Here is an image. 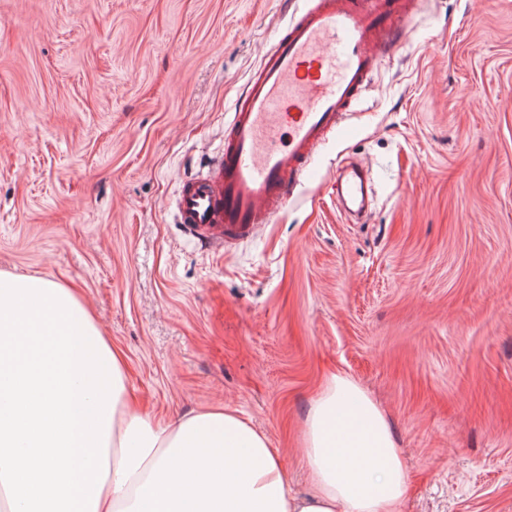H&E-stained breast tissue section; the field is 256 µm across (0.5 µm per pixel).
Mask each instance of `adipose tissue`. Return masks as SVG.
Returning <instances> with one entry per match:
<instances>
[{
  "instance_id": "adipose-tissue-1",
  "label": "adipose tissue",
  "mask_w": 512,
  "mask_h": 512,
  "mask_svg": "<svg viewBox=\"0 0 512 512\" xmlns=\"http://www.w3.org/2000/svg\"><path fill=\"white\" fill-rule=\"evenodd\" d=\"M301 452L303 494L268 436L224 405L154 424L72 289L0 272V512H404L393 431L351 378L329 373Z\"/></svg>"
}]
</instances>
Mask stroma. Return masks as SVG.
<instances>
[{
	"mask_svg": "<svg viewBox=\"0 0 512 512\" xmlns=\"http://www.w3.org/2000/svg\"><path fill=\"white\" fill-rule=\"evenodd\" d=\"M304 0H0V271L74 289L154 422L228 405L308 487L328 371L385 411L405 512H512V0H418L271 223L174 218ZM369 166L357 224L332 193Z\"/></svg>",
	"mask_w": 512,
	"mask_h": 512,
	"instance_id": "obj_1",
	"label": "stroma"
}]
</instances>
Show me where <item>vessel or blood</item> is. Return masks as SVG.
<instances>
[{
    "instance_id": "b4317fda",
    "label": "vessel or blood",
    "mask_w": 512,
    "mask_h": 512,
    "mask_svg": "<svg viewBox=\"0 0 512 512\" xmlns=\"http://www.w3.org/2000/svg\"><path fill=\"white\" fill-rule=\"evenodd\" d=\"M415 8V0H307L277 30L236 99L223 150L182 180L177 223L220 243L271 223L310 175L318 148L345 130L379 62L402 44ZM370 188L368 170L340 171L341 211L366 214Z\"/></svg>"
}]
</instances>
